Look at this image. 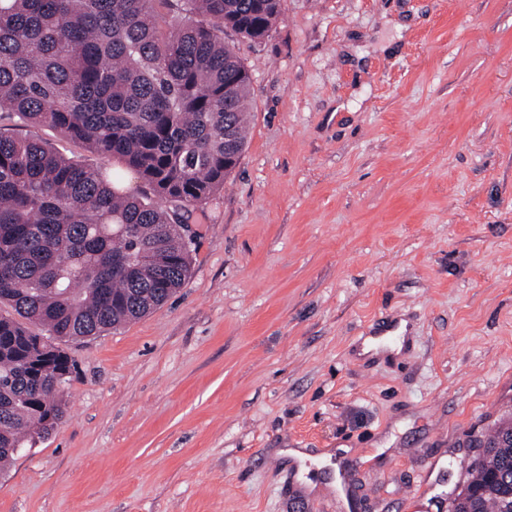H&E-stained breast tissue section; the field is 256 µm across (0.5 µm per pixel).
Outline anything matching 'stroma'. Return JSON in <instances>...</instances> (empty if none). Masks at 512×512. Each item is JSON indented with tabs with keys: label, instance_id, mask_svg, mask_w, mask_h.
I'll use <instances>...</instances> for the list:
<instances>
[{
	"label": "stroma",
	"instance_id": "35a3bbf8",
	"mask_svg": "<svg viewBox=\"0 0 512 512\" xmlns=\"http://www.w3.org/2000/svg\"><path fill=\"white\" fill-rule=\"evenodd\" d=\"M224 40L248 146L190 213V274L65 343L70 414L0 512H448L512 418V0H281ZM399 321L400 354H362ZM335 464L349 498L307 488Z\"/></svg>",
	"mask_w": 512,
	"mask_h": 512
}]
</instances>
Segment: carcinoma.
I'll return each instance as SVG.
<instances>
[{"instance_id":"obj_1","label":"carcinoma","mask_w":512,"mask_h":512,"mask_svg":"<svg viewBox=\"0 0 512 512\" xmlns=\"http://www.w3.org/2000/svg\"><path fill=\"white\" fill-rule=\"evenodd\" d=\"M280 0H0V112L116 157L147 187L0 132V469L67 414L72 361L54 342L99 336L185 283V214L236 168L249 75L230 28L268 36ZM35 323L46 335L30 331ZM451 512H512V419L478 440Z\"/></svg>"}]
</instances>
